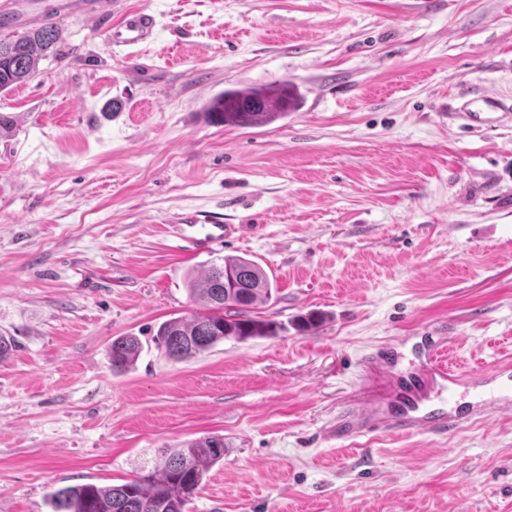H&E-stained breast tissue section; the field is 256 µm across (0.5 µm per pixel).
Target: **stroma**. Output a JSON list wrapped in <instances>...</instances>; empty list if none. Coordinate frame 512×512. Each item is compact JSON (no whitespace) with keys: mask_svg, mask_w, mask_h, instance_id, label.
<instances>
[{"mask_svg":"<svg viewBox=\"0 0 512 512\" xmlns=\"http://www.w3.org/2000/svg\"><path fill=\"white\" fill-rule=\"evenodd\" d=\"M156 40L111 51L114 12L57 17L0 93V512L119 485L224 438L187 512H512V410L448 435L327 438L394 408L424 335L481 373L512 350V0H118ZM290 82L299 110L208 120L229 88ZM493 94L495 105L484 102ZM229 224L202 249L172 220ZM243 256L278 335L173 362L191 273ZM324 315L300 332L296 316ZM143 343L112 369L113 338ZM512 379L457 388L467 412Z\"/></svg>","mask_w":512,"mask_h":512,"instance_id":"obj_1","label":"stroma"}]
</instances>
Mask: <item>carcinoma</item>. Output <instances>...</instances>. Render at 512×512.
I'll list each match as a JSON object with an SVG mask.
<instances>
[{
  "label": "carcinoma",
  "instance_id": "cac0c4a2",
  "mask_svg": "<svg viewBox=\"0 0 512 512\" xmlns=\"http://www.w3.org/2000/svg\"><path fill=\"white\" fill-rule=\"evenodd\" d=\"M59 30L47 18L40 26L10 41L0 40V92L30 79L38 61L56 46ZM288 83L277 86L226 89L208 106L213 120L228 127H260L299 107ZM272 282L266 271L245 257L212 263L189 281V292L201 309L162 322L152 338L168 359L186 361L226 339L273 336L276 324L246 317L266 303ZM143 343L137 336H118L109 352L112 367L123 371L139 358ZM224 460V437L208 435L162 450V462L140 469L120 485L93 483L51 492V512H186L212 466Z\"/></svg>",
  "mask_w": 512,
  "mask_h": 512
}]
</instances>
